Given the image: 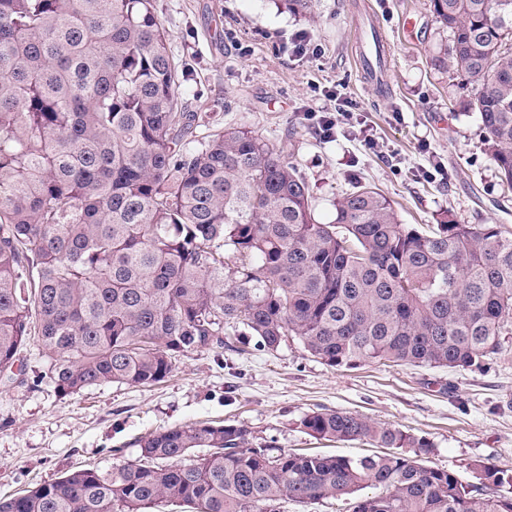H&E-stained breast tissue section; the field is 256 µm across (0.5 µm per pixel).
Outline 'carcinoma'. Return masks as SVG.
Listing matches in <instances>:
<instances>
[{
    "label": "carcinoma",
    "mask_w": 512,
    "mask_h": 512,
    "mask_svg": "<svg viewBox=\"0 0 512 512\" xmlns=\"http://www.w3.org/2000/svg\"><path fill=\"white\" fill-rule=\"evenodd\" d=\"M453 44L441 65L474 88L485 150L512 191V0H431ZM154 0H0V382L30 341L63 395L150 387L188 352L296 338L331 368L468 370L512 329V236L416 227L372 186L319 221L283 148L246 127L207 136L182 111ZM309 435L383 454L296 453L243 424L175 426L140 460L69 471L0 512H512V471L462 482L429 444L352 412L304 415ZM370 488L372 493L362 490Z\"/></svg>",
    "instance_id": "cac0c4a2"
}]
</instances>
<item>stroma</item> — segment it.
<instances>
[{
	"label": "stroma",
	"instance_id": "35a3bbf8",
	"mask_svg": "<svg viewBox=\"0 0 512 512\" xmlns=\"http://www.w3.org/2000/svg\"><path fill=\"white\" fill-rule=\"evenodd\" d=\"M180 72L179 97L199 113L197 138L244 126L288 143L322 222L361 184L378 187L402 223L495 224L512 233V193L484 150L474 90L440 64L452 45L430 0H312L294 14L276 0H155ZM375 22L389 42L386 81L360 74L358 30ZM306 31L320 52L303 58L281 48ZM347 99L367 129L339 128L326 139L305 120L329 107L326 92ZM372 134L375 148L362 143ZM441 163L436 179L421 169ZM481 367L366 363L330 368L297 339L277 350L221 348L185 354L151 387L103 385L67 396L50 378L41 347H27L14 379L0 385V497L54 481L81 467L106 469L137 460L139 437L191 424L242 423L281 448L347 457L375 445L316 439L300 421L329 408L399 427L432 445L428 465L472 482L482 459L512 470V333Z\"/></svg>",
	"mask_w": 512,
	"mask_h": 512
}]
</instances>
